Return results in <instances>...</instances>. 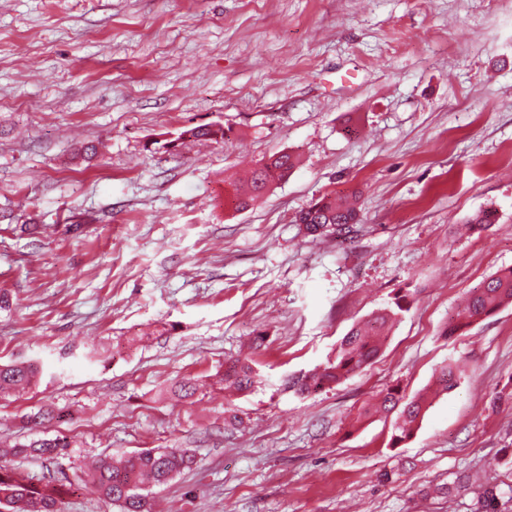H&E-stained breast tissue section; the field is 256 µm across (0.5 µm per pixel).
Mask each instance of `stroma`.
Returning a JSON list of instances; mask_svg holds the SVG:
<instances>
[{
  "instance_id": "35a3bbf8",
  "label": "stroma",
  "mask_w": 512,
  "mask_h": 512,
  "mask_svg": "<svg viewBox=\"0 0 512 512\" xmlns=\"http://www.w3.org/2000/svg\"><path fill=\"white\" fill-rule=\"evenodd\" d=\"M209 124L224 140L159 146ZM280 151L288 180L227 206ZM329 193L358 196L349 239L295 222ZM484 209L494 224L465 230ZM510 267L512 0H0V363L45 369L0 398V438L71 442L13 459L35 478L189 448L155 512H474L478 484L434 490L459 471L512 484V399L489 405L512 392V306L444 330ZM401 291L376 361L291 388ZM243 353L264 382L228 403L219 376ZM452 361L458 388L399 447L359 419ZM184 377L207 394L173 396Z\"/></svg>"
}]
</instances>
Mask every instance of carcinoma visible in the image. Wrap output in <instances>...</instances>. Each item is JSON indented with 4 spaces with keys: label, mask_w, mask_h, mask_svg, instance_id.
<instances>
[{
    "label": "carcinoma",
    "mask_w": 512,
    "mask_h": 512,
    "mask_svg": "<svg viewBox=\"0 0 512 512\" xmlns=\"http://www.w3.org/2000/svg\"><path fill=\"white\" fill-rule=\"evenodd\" d=\"M224 126H197L182 130L178 139L222 140ZM296 157L288 152L276 153L251 171L249 191L236 194L244 210L268 191L276 182L288 179L296 167ZM357 195H325L311 203L296 217L305 234L314 238H341L352 232L360 222ZM512 306V268L502 269L473 289L457 318L445 330L451 337L468 328L473 322L489 318L501 309ZM408 295L397 294L388 307L373 313L368 319L351 326L336 346V355L324 366L310 371L292 382V388L303 396L332 388L366 369L380 354L391 329L402 312L408 310ZM41 369L37 361L0 364V395L24 389L37 383ZM260 374L247 359L224 361V386L239 393L254 389ZM460 379L459 366L453 362L443 365L434 382L408 398L397 387L381 393L376 405L363 408L364 417L383 411L397 413L393 424L392 445L408 439L423 420L434 401L454 390ZM70 447V441L57 436L11 448L0 447V512H64V500L86 486L102 498L121 506L123 512H149L147 495L142 493L144 479L165 484L194 464L187 448H143L114 460L104 457L94 471L84 478L71 480L63 474L52 476L38 484L33 479L8 466L20 456L58 458ZM481 512H505L512 503V486L503 490L499 484L483 488Z\"/></svg>",
    "instance_id": "obj_1"
}]
</instances>
